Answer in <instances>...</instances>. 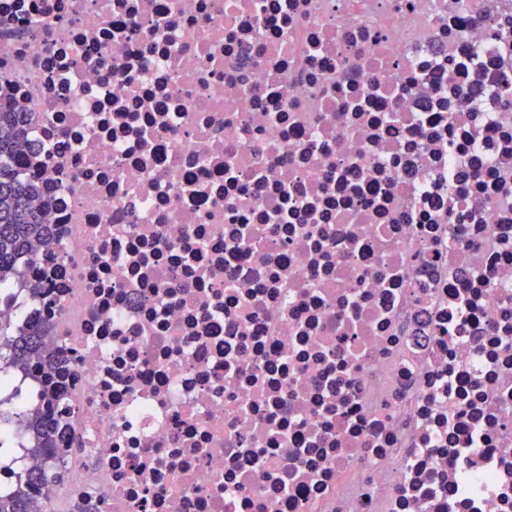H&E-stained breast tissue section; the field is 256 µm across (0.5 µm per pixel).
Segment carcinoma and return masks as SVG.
<instances>
[{
  "label": "carcinoma",
  "mask_w": 512,
  "mask_h": 512,
  "mask_svg": "<svg viewBox=\"0 0 512 512\" xmlns=\"http://www.w3.org/2000/svg\"><path fill=\"white\" fill-rule=\"evenodd\" d=\"M24 120L13 104L0 95V281L22 276L19 257L36 256L37 249L47 233L41 222L35 202L41 200L42 187L32 179L24 178L14 164L24 144ZM0 362L19 369L30 365L51 380L58 369L55 354L43 343V329L34 326L19 332H7L0 324ZM47 408L53 417L37 416L28 421L30 452L43 457L39 470H21L17 473L13 491L0 495V512H33V489L50 490V485L64 473L58 463V449L51 447L55 437V423L70 415V408L62 395L47 391Z\"/></svg>",
  "instance_id": "cac0c4a2"
}]
</instances>
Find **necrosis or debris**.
Returning <instances> with one entry per match:
<instances>
[{
  "mask_svg": "<svg viewBox=\"0 0 512 512\" xmlns=\"http://www.w3.org/2000/svg\"><path fill=\"white\" fill-rule=\"evenodd\" d=\"M1 90L39 512H512V0H0ZM23 123L21 112L0 94V283L23 276L19 257L36 258L48 230L35 206L42 187L24 178L14 164L24 144ZM0 362L23 370L35 364L47 380L53 379L58 369L57 357L43 343L40 326L5 332L3 324H0ZM44 398L54 417L37 416L27 424L29 450L43 457L44 468L19 471L13 491L7 496L0 495V512H33L35 498L31 491L40 488L48 493L50 485L64 476L58 463V448H51V444L55 437V422L69 416L71 411L62 395L54 391L48 390Z\"/></svg>",
  "mask_w": 512,
  "mask_h": 512,
  "instance_id": "4bbe7bcc",
  "label": "necrosis or debris"
}]
</instances>
